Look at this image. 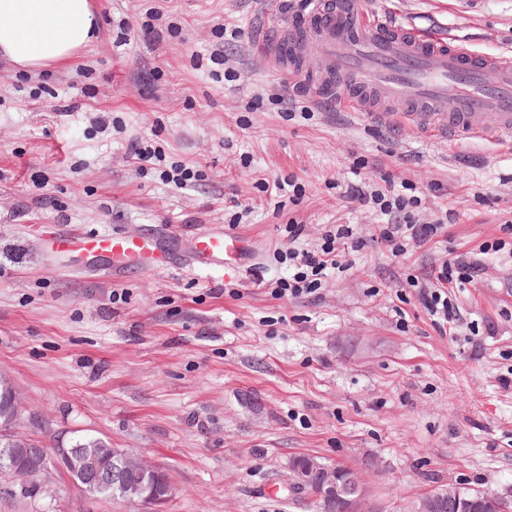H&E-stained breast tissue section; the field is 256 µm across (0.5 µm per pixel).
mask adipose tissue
Returning a JSON list of instances; mask_svg holds the SVG:
<instances>
[{
    "mask_svg": "<svg viewBox=\"0 0 512 512\" xmlns=\"http://www.w3.org/2000/svg\"><path fill=\"white\" fill-rule=\"evenodd\" d=\"M95 31L92 0H0V54L30 72L71 60Z\"/></svg>",
    "mask_w": 512,
    "mask_h": 512,
    "instance_id": "obj_1",
    "label": "adipose tissue"
}]
</instances>
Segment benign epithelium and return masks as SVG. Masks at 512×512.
Masks as SVG:
<instances>
[{
	"mask_svg": "<svg viewBox=\"0 0 512 512\" xmlns=\"http://www.w3.org/2000/svg\"><path fill=\"white\" fill-rule=\"evenodd\" d=\"M17 415V394L5 379L0 383V417L5 418L3 425L12 423ZM103 444L102 448H78L73 440H60L54 447L45 448L31 439H24L21 462L11 468V474L23 482H32L51 461L57 468L71 474L88 492L112 491L126 501H149L156 507L172 497L173 485L165 471L132 451L114 448L106 440ZM301 460L299 456L292 462L288 486L318 490V498L327 506L341 497L346 483L354 482L358 485V491L348 501L347 512H370L363 481L340 467L312 461L303 464ZM442 492L456 501L458 512H481L482 506L500 498V493L488 490H482L473 497L459 484H451Z\"/></svg>",
	"mask_w": 512,
	"mask_h": 512,
	"instance_id": "benign-epithelium-1",
	"label": "benign epithelium"
}]
</instances>
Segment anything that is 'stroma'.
<instances>
[{
  "instance_id": "stroma-1",
  "label": "stroma",
  "mask_w": 512,
  "mask_h": 512,
  "mask_svg": "<svg viewBox=\"0 0 512 512\" xmlns=\"http://www.w3.org/2000/svg\"><path fill=\"white\" fill-rule=\"evenodd\" d=\"M269 2L95 0L99 38L69 63L32 74L0 58V375L22 406L12 432L47 446L103 438L163 467L175 488L158 511L87 493L51 466L34 491L0 474V512H316L286 491L300 455L354 470L375 512H415L452 483L512 492V255L487 256L474 282L453 286L449 333L408 283L512 243V150L348 111L314 82L284 117L267 96L288 74L256 55L267 25L288 18ZM366 7L482 53L512 51V0ZM221 24L243 39L225 45ZM217 49L236 81L213 78ZM136 140L192 167L188 185L130 161ZM384 174L421 191V218L451 215L402 257L376 243L377 212L345 194ZM289 177L305 193L276 210L262 185ZM292 222L300 249L319 248L334 224L353 242L319 290L277 299L258 281L287 276L275 256ZM51 226L234 229L260 256L229 277L114 278L90 258L60 274Z\"/></svg>"
}]
</instances>
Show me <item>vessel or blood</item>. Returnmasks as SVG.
Returning <instances> with one entry per match:
<instances>
[{"mask_svg": "<svg viewBox=\"0 0 512 512\" xmlns=\"http://www.w3.org/2000/svg\"><path fill=\"white\" fill-rule=\"evenodd\" d=\"M298 19L258 46L296 81L314 77L344 108L375 114L397 107L399 120L449 144L480 139L512 147V56L490 57L440 32L401 27L363 0H305ZM314 44L313 69L298 62ZM51 254L107 259L113 274L172 267L242 271L255 257L248 236L208 230L192 240L171 229L131 235L80 229L47 236Z\"/></svg>", "mask_w": 512, "mask_h": 512, "instance_id": "1", "label": "vessel or blood"}]
</instances>
